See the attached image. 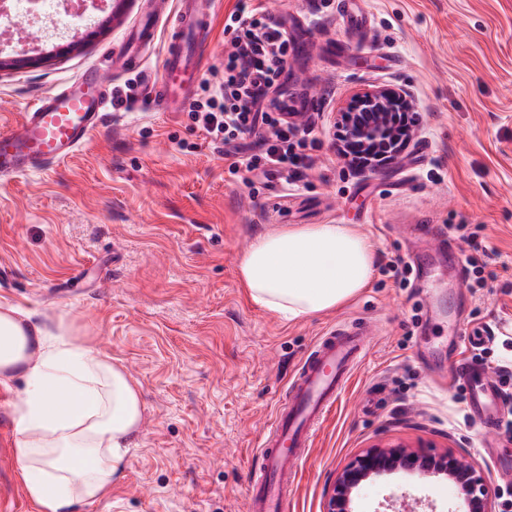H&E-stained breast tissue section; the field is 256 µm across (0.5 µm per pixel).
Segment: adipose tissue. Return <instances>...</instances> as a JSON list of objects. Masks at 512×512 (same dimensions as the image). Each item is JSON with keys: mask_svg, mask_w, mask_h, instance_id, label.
I'll return each instance as SVG.
<instances>
[{"mask_svg": "<svg viewBox=\"0 0 512 512\" xmlns=\"http://www.w3.org/2000/svg\"><path fill=\"white\" fill-rule=\"evenodd\" d=\"M374 264L370 239L352 225L307 224L258 235L237 273L254 304L292 321L355 298ZM18 378L14 451L34 512L108 499L142 422L137 383L65 318L38 323L0 302V385Z\"/></svg>", "mask_w": 512, "mask_h": 512, "instance_id": "obj_1", "label": "adipose tissue"}]
</instances>
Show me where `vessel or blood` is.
<instances>
[{"instance_id":"1","label":"vessel or blood","mask_w":512,"mask_h":512,"mask_svg":"<svg viewBox=\"0 0 512 512\" xmlns=\"http://www.w3.org/2000/svg\"><path fill=\"white\" fill-rule=\"evenodd\" d=\"M215 8V0H176L166 30H159L148 16L136 25L121 68L139 72L164 111H185L193 99ZM158 41L163 44L162 56L153 72L144 69L141 50ZM111 104L103 75L93 65L74 83L39 97L18 124L0 132V177L41 171L70 159L102 125ZM369 336L366 325L336 324L317 339L289 379L286 398L262 437L247 512H286L283 489L312 448L353 370L366 357ZM452 369L476 384L469 393L474 418L484 427L496 426L500 397L497 387L482 383L484 366L460 356Z\"/></svg>"}]
</instances>
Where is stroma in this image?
Here are the masks:
<instances>
[{"label":"stroma","instance_id":"obj_1","mask_svg":"<svg viewBox=\"0 0 512 512\" xmlns=\"http://www.w3.org/2000/svg\"><path fill=\"white\" fill-rule=\"evenodd\" d=\"M291 38L283 79L297 111L317 115L316 166L304 185L246 186L187 113L146 101L117 111L71 160L0 179V302L119 360L144 413L109 499L73 512H245L250 473L290 374L321 331L370 321L367 358L327 416L287 489L288 512H322L328 488L377 443L451 450L475 461L499 512H512V440L464 424L463 383L448 385L462 329L502 323L487 369L512 357V0H355L353 25L323 0H262ZM163 0H128L120 22L96 12L71 36L42 42L51 63L0 73V130L39 95L112 64L134 18ZM81 41L70 50L71 41ZM405 89L421 117L403 157L363 174L333 148L336 112L358 91ZM350 224L370 238L369 288L333 310L286 321L256 306L237 277L253 238L306 224ZM410 224H463L484 237L483 276L396 282L417 255ZM445 482L401 471L358 493L355 512H465Z\"/></svg>","mask_w":512,"mask_h":512}]
</instances>
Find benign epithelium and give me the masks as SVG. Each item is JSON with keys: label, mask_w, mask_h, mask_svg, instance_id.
<instances>
[{"label": "benign epithelium", "mask_w": 512, "mask_h": 512, "mask_svg": "<svg viewBox=\"0 0 512 512\" xmlns=\"http://www.w3.org/2000/svg\"><path fill=\"white\" fill-rule=\"evenodd\" d=\"M397 109H415L410 95L401 89L374 87L356 93L335 115L337 154L345 160L352 151L372 155L400 139L404 147L409 146L420 119L414 117V124L401 136L393 126ZM399 470L448 479L456 485L466 512H497L495 498L475 462L448 451L429 454L403 445H375L356 456L336 475L323 512H354L355 495L367 481Z\"/></svg>", "instance_id": "7a95c632"}]
</instances>
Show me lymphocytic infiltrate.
Here are the masks:
<instances>
[{
  "mask_svg": "<svg viewBox=\"0 0 512 512\" xmlns=\"http://www.w3.org/2000/svg\"><path fill=\"white\" fill-rule=\"evenodd\" d=\"M224 31L230 36L224 76L206 84L188 116L223 149L231 177L250 186L255 173H284L289 186H296L313 164L310 151L317 140L314 120L298 125L286 118L291 108L281 77L288 66V31L269 22L257 0H236ZM262 128L271 129V137L256 148L244 144V136Z\"/></svg>",
  "mask_w": 512,
  "mask_h": 512,
  "instance_id": "obj_1",
  "label": "lymphocytic infiltrate"
}]
</instances>
